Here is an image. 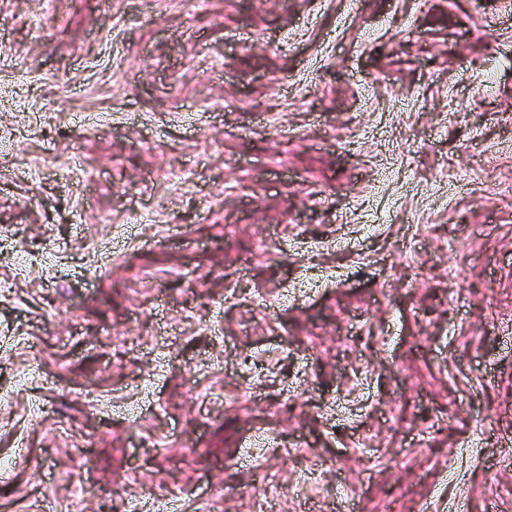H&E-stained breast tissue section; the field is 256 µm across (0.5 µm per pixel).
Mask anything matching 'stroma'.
Masks as SVG:
<instances>
[{"label":"stroma","mask_w":512,"mask_h":512,"mask_svg":"<svg viewBox=\"0 0 512 512\" xmlns=\"http://www.w3.org/2000/svg\"><path fill=\"white\" fill-rule=\"evenodd\" d=\"M5 456L0 512H512V0H0Z\"/></svg>","instance_id":"obj_1"}]
</instances>
